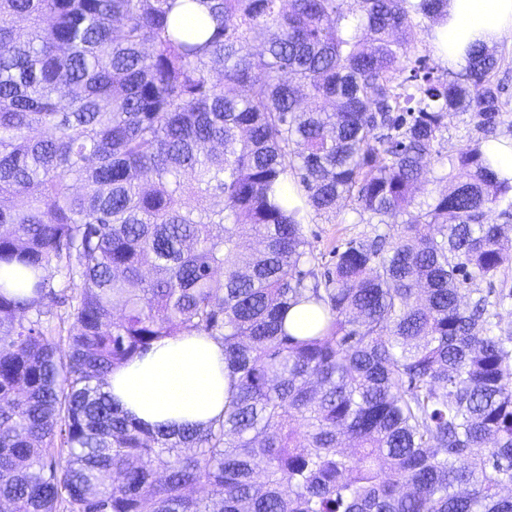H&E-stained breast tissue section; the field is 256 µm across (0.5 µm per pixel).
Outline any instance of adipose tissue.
Here are the masks:
<instances>
[{
	"mask_svg": "<svg viewBox=\"0 0 512 512\" xmlns=\"http://www.w3.org/2000/svg\"><path fill=\"white\" fill-rule=\"evenodd\" d=\"M447 20L433 31L437 52L463 68L473 44L512 36V0H447ZM228 380L221 342L195 333L163 339L108 379L113 400L148 425L201 427L222 418Z\"/></svg>",
	"mask_w": 512,
	"mask_h": 512,
	"instance_id": "1",
	"label": "adipose tissue"
}]
</instances>
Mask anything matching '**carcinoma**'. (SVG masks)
Segmentation results:
<instances>
[{
	"instance_id": "cac0c4a2",
	"label": "carcinoma",
	"mask_w": 512,
	"mask_h": 512,
	"mask_svg": "<svg viewBox=\"0 0 512 512\" xmlns=\"http://www.w3.org/2000/svg\"><path fill=\"white\" fill-rule=\"evenodd\" d=\"M414 17L444 0H0L9 512H512V290L461 292L512 265L501 58L449 81ZM450 112L483 138L443 151ZM343 203L374 236L321 281L303 224ZM183 333L224 417L128 418L108 374ZM491 140H512V126L509 122L500 126L494 138H489L483 144ZM493 142L485 146V153L490 158L492 166L504 177H512V141ZM321 311L315 304H301L288 313L286 327L295 336H306L320 324Z\"/></svg>"
}]
</instances>
